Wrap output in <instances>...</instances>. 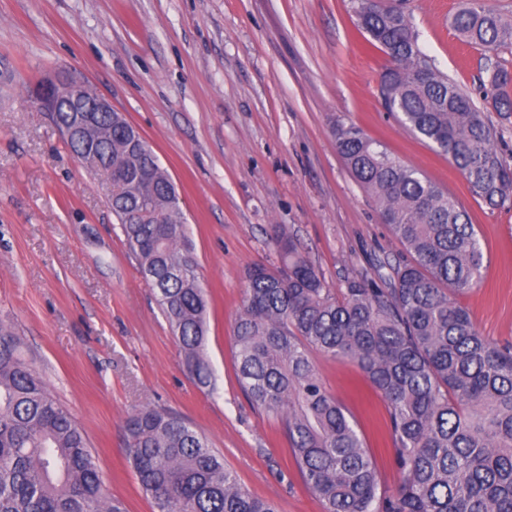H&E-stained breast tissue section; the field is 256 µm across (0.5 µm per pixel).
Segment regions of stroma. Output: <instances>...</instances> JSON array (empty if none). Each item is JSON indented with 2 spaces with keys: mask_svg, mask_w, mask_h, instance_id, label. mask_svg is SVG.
I'll use <instances>...</instances> for the list:
<instances>
[{
  "mask_svg": "<svg viewBox=\"0 0 512 512\" xmlns=\"http://www.w3.org/2000/svg\"><path fill=\"white\" fill-rule=\"evenodd\" d=\"M512 23V0H409L419 45L468 92L512 164V118L486 101L487 70L512 71V43L487 53L450 25L461 7ZM349 0H0V324L83 428L107 496L152 512L126 460L124 421L163 408L190 422L241 484L279 512H323L276 420L256 412L235 369L243 271L278 264L283 228L330 287L389 274L405 251L336 149L355 125L446 188L484 251L479 286L460 296L477 331L512 345V209L470 193L452 160L387 112V63L365 50ZM64 74L108 98L153 146L182 199L190 250L210 295L209 387L181 365L170 327L108 204L32 90ZM395 491L389 412L351 362L317 358Z\"/></svg>",
  "mask_w": 512,
  "mask_h": 512,
  "instance_id": "35a3bbf8",
  "label": "stroma"
}]
</instances>
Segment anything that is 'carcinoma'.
<instances>
[{
	"mask_svg": "<svg viewBox=\"0 0 512 512\" xmlns=\"http://www.w3.org/2000/svg\"><path fill=\"white\" fill-rule=\"evenodd\" d=\"M356 25L388 64L385 107L417 138L451 157L471 194L491 208L512 202V167L473 99L421 51L406 0H351ZM485 52L512 40L493 10L452 19ZM493 108L512 114V73L489 74ZM66 131L65 98L49 108ZM90 145L65 136L77 158L112 170L109 202L139 273L152 286L201 387L209 295L186 249L181 198L150 143L119 112L94 113ZM336 148L409 254L388 276L335 290L283 230L280 257L244 276L234 326L238 383L254 409L275 418L303 484L324 512H512V346L481 336L458 297L482 279L484 254L468 213L419 169L358 128L334 130ZM356 363L387 403L396 491L356 425L320 378L313 354ZM129 462L153 512H278L253 495L207 438L170 412L142 407L125 420ZM0 512H127L108 497L96 458L71 414L25 364L19 339L0 326Z\"/></svg>",
	"mask_w": 512,
	"mask_h": 512,
	"instance_id": "1",
	"label": "carcinoma"
}]
</instances>
